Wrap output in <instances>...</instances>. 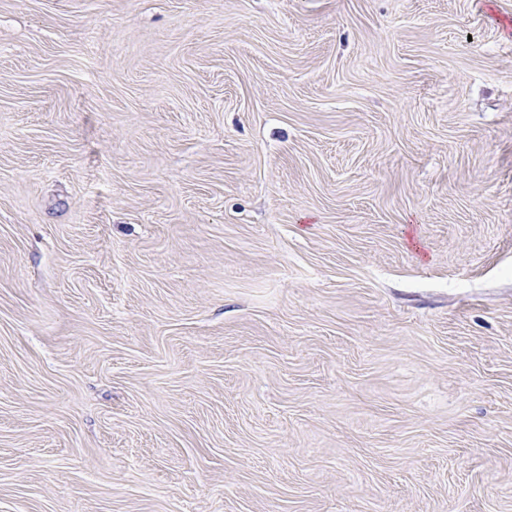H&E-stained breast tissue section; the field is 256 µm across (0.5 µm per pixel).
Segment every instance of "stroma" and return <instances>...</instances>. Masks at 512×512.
Returning <instances> with one entry per match:
<instances>
[{
    "label": "stroma",
    "instance_id": "stroma-1",
    "mask_svg": "<svg viewBox=\"0 0 512 512\" xmlns=\"http://www.w3.org/2000/svg\"><path fill=\"white\" fill-rule=\"evenodd\" d=\"M0 512H512V0H0Z\"/></svg>",
    "mask_w": 512,
    "mask_h": 512
}]
</instances>
